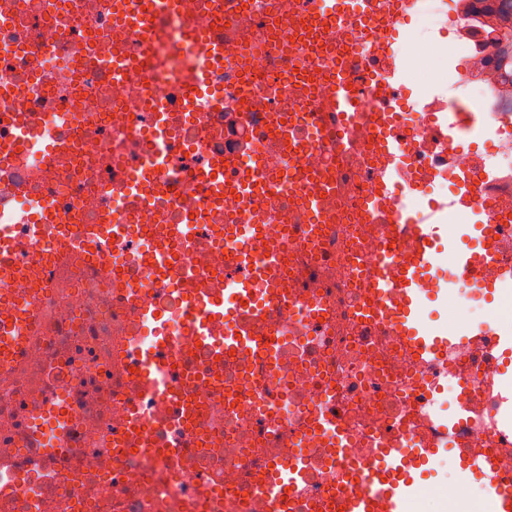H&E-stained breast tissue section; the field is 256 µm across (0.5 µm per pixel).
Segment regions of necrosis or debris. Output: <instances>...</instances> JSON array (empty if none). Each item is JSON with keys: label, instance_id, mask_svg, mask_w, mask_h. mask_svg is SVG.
<instances>
[{"label": "necrosis or debris", "instance_id": "obj_1", "mask_svg": "<svg viewBox=\"0 0 512 512\" xmlns=\"http://www.w3.org/2000/svg\"><path fill=\"white\" fill-rule=\"evenodd\" d=\"M135 2L0 0L10 15L0 23V140L21 122L29 132L14 153H0V197L27 187L18 214L0 212V225L24 239L42 221L31 198L46 196L71 235L101 227L61 267L48 261L49 241L5 257L29 272L0 290V310L32 329L0 367V512H334L343 466L317 429L324 417L339 418L353 467L409 435L491 458L512 479L494 333L422 363L392 326L357 314L385 234L365 214L379 190L382 151L370 131L379 104L366 103L349 147L337 150L332 75L337 58L354 55L351 77L364 86L374 68L364 32L386 31L387 16L336 19L304 48L291 35L308 23L307 0H175L155 13L148 46L122 17ZM451 8L449 30L421 31L408 49L455 89L449 111L496 116L504 89L482 0ZM203 37L224 57L190 70L184 45ZM185 82L196 84L194 98L184 97ZM383 103L409 142L403 185L426 195L488 161L512 178L510 137L481 152L457 147L449 168L426 172L424 157L440 150L430 108L416 109L400 87ZM158 112L168 138L161 167ZM284 123L302 131L299 158L277 138ZM216 160L225 182L250 171L260 188L242 202L212 194L199 173ZM129 183L147 186L151 201L125 196ZM107 218L126 226L123 238H112ZM245 221L266 227L254 265L282 298L254 324L225 298L213 335L248 324L262 350L218 359L189 336L200 312L173 285L188 263L206 287H220L242 246L233 227ZM189 222L192 238L170 237L169 225ZM161 244L171 262L158 272L151 253ZM146 308L157 323L144 322ZM147 349L166 371L164 394L132 372ZM447 391L466 410L450 432L422 407ZM61 409L64 447H35ZM298 460L303 474L281 507L255 492L274 464Z\"/></svg>", "mask_w": 512, "mask_h": 512}]
</instances>
